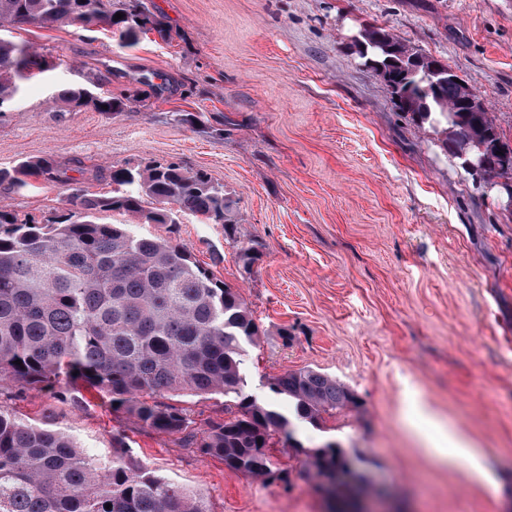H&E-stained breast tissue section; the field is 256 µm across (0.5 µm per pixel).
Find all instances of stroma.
<instances>
[{"label":"stroma","instance_id":"35a3bbf8","mask_svg":"<svg viewBox=\"0 0 512 512\" xmlns=\"http://www.w3.org/2000/svg\"><path fill=\"white\" fill-rule=\"evenodd\" d=\"M159 23L132 47L100 27L13 31L55 63L0 107V170L46 160L74 188L111 193L114 164L174 161L239 200L244 272L220 224L189 214L140 224L171 238L240 293L259 327L248 390L314 369L356 407L294 429L333 441L390 491L393 512H512V218L482 196L441 136L400 112L349 49L361 25L392 30L471 83L512 142V9L507 0H148ZM103 75L125 102L106 114L65 106L67 86ZM67 191L40 179L0 203L47 222ZM0 409L47 421L109 460L126 438L156 474L205 494L210 512H325L292 448L288 483L230 471L113 412L92 388L61 396L0 381ZM441 426L468 457L430 450Z\"/></svg>","mask_w":512,"mask_h":512}]
</instances>
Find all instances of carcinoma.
Here are the masks:
<instances>
[{"label":"carcinoma","mask_w":512,"mask_h":512,"mask_svg":"<svg viewBox=\"0 0 512 512\" xmlns=\"http://www.w3.org/2000/svg\"><path fill=\"white\" fill-rule=\"evenodd\" d=\"M123 18L115 19L116 13ZM64 24L97 25L127 46L157 28L145 0H0V29ZM353 54L372 74L385 72L383 85L401 111L443 134L449 112L461 107L451 67L437 76L428 56H411L403 38L377 27ZM54 63L26 44L0 37V106L33 71ZM103 79L59 92L72 107L108 114L122 100L103 96ZM457 139L476 131L491 148L488 178H512V146L489 109L458 112ZM509 154L504 167L496 151ZM69 185L74 178L43 160H26L0 170V184L21 187L29 178ZM110 181L123 188L110 195L74 193L70 208L41 224L21 219L0 205V380L20 388L61 395L79 383L98 389L122 412L155 432L178 436L185 448L218 457L235 472L268 480L283 472L270 449L293 440L292 422L246 394L243 344H256L253 313L190 250L161 237L142 236L128 224H101L96 215L119 211L136 220L172 224L188 212L205 224L224 225L245 272L256 260L254 247L238 240L237 200L202 170L173 161L114 164ZM21 364H15L16 360ZM269 390L293 405L294 417L314 427L323 415L357 406L355 396L335 379L313 369L287 371L268 379ZM219 393L230 417L193 427L186 409L163 401L167 395ZM305 467L342 505L349 486L333 481L338 467L353 458L334 442L304 451ZM112 508H105L106 504ZM0 512H209L203 493L167 481L133 458L123 439L112 460L84 454L63 432L0 411Z\"/></svg>","instance_id":"carcinoma-1"}]
</instances>
